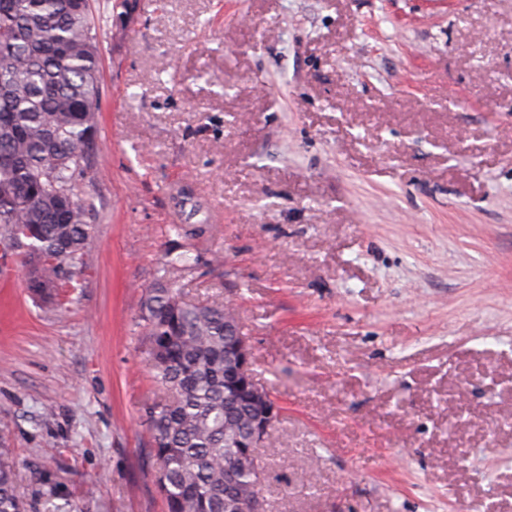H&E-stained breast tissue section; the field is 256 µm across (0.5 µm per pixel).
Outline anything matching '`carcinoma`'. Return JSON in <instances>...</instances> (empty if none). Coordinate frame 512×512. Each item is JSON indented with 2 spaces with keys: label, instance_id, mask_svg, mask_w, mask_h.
<instances>
[{
  "label": "carcinoma",
  "instance_id": "carcinoma-1",
  "mask_svg": "<svg viewBox=\"0 0 512 512\" xmlns=\"http://www.w3.org/2000/svg\"><path fill=\"white\" fill-rule=\"evenodd\" d=\"M100 85L90 0H0V240L29 262L27 288L50 312L67 309L91 267L79 178L98 152ZM199 264L178 244L164 251L138 314L160 392L144 412L167 512H225L224 487L246 495L257 479L229 437L255 411L224 360V315L236 310L186 300ZM14 476L0 448V512H27Z\"/></svg>",
  "mask_w": 512,
  "mask_h": 512
}]
</instances>
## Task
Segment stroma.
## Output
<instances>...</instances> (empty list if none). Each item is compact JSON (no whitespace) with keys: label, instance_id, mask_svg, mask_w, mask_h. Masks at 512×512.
<instances>
[{"label":"stroma","instance_id":"1","mask_svg":"<svg viewBox=\"0 0 512 512\" xmlns=\"http://www.w3.org/2000/svg\"><path fill=\"white\" fill-rule=\"evenodd\" d=\"M92 5L96 233L65 315L0 241L29 512H166L136 316L173 209L189 298L237 305L277 388L266 512H512V0Z\"/></svg>","mask_w":512,"mask_h":512}]
</instances>
